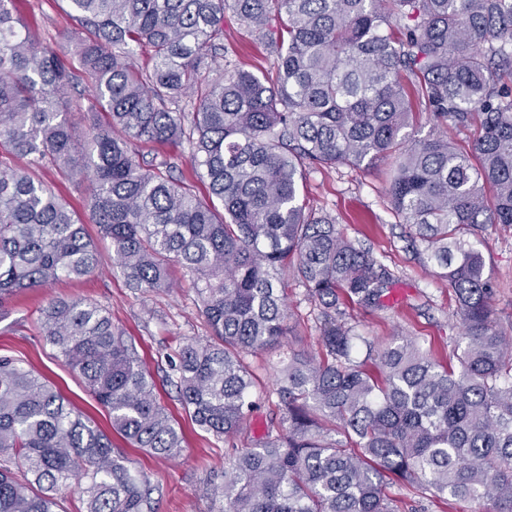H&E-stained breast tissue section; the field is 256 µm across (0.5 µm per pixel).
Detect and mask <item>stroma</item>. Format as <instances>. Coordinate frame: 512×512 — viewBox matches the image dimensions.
<instances>
[{"label": "stroma", "instance_id": "stroma-1", "mask_svg": "<svg viewBox=\"0 0 512 512\" xmlns=\"http://www.w3.org/2000/svg\"><path fill=\"white\" fill-rule=\"evenodd\" d=\"M16 7L32 31L58 42L79 26L68 0H17ZM217 42L224 46L230 66L258 74L273 72L274 55L233 14L225 15ZM392 167V161L386 160L368 168L339 165L312 170L306 175L302 194L316 214L332 218L348 239L369 250L394 275L384 308L350 307L349 322L359 333L381 344L398 334L418 337L435 360L445 363L462 332L456 297L447 281L438 278L424 263L408 237L407 226L400 224L390 209ZM35 173L56 185L76 214L86 220L89 237L97 241L100 266L80 281L27 289L8 301L0 309V355L29 363L101 429L110 430L106 409L38 334L41 310L50 300L83 299L107 307L113 323L134 339L155 380L157 396L172 412L184 438L181 455L172 460L153 458L127 447L124 439H117L128 467L147 472L158 485L157 512H223V501L209 497L208 485L220 481L235 448L252 447L254 440L264 434L269 416L276 411L277 352L259 350L246 358L260 383V401L235 448H228L224 441L201 431L184 411L175 386L168 381L170 358L183 346L210 338L200 302L184 270L176 264L171 266V277L177 284L172 293L131 290L115 265L111 247L99 241L96 225L88 221L83 185L60 182L55 170L48 167L36 168ZM482 251L494 284L495 316L500 326L512 334V228H488ZM284 287L292 348L317 350L323 326L318 308L292 277H285Z\"/></svg>", "mask_w": 512, "mask_h": 512}]
</instances>
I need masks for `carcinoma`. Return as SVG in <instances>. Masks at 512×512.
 Masks as SVG:
<instances>
[{
	"label": "carcinoma",
	"mask_w": 512,
	"mask_h": 512,
	"mask_svg": "<svg viewBox=\"0 0 512 512\" xmlns=\"http://www.w3.org/2000/svg\"><path fill=\"white\" fill-rule=\"evenodd\" d=\"M0 0V305L79 280L95 243L54 188L17 165L87 182L86 207L134 290L171 288L179 262L212 330L170 361L183 408L228 442L256 402L246 354L283 348L287 271L320 308L318 353L278 367L281 421L232 457L211 494L224 512H400L388 480L422 498L512 512V336L494 319L479 248L512 226V0H69L93 37L39 40ZM232 11L264 34L275 78L218 63ZM151 49V69L136 51ZM90 80L81 130L72 90ZM196 96L191 115L179 107ZM465 128L415 136V107ZM185 141L210 198L136 143ZM395 159L393 214L448 281L462 334L458 368L400 336L379 346L342 306L383 307L393 274L306 208V168ZM40 333L132 447L173 459L183 438L132 339L101 305L54 300ZM23 361L0 356V512H155L158 487Z\"/></svg>",
	"instance_id": "obj_1"
}]
</instances>
